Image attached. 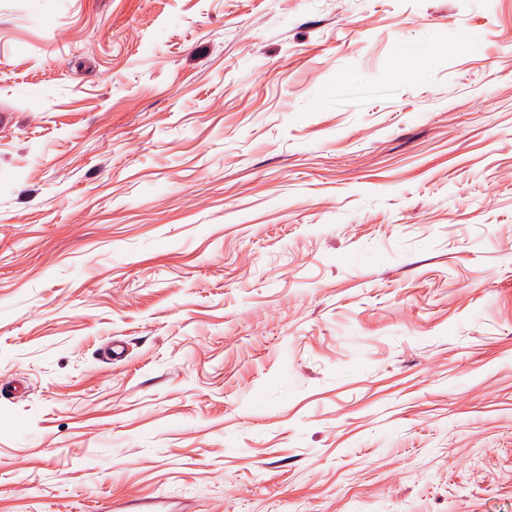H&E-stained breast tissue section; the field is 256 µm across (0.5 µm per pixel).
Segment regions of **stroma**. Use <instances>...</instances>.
<instances>
[{
  "instance_id": "obj_1",
  "label": "stroma",
  "mask_w": 512,
  "mask_h": 512,
  "mask_svg": "<svg viewBox=\"0 0 512 512\" xmlns=\"http://www.w3.org/2000/svg\"><path fill=\"white\" fill-rule=\"evenodd\" d=\"M115 499L512 512V0H0V512Z\"/></svg>"
}]
</instances>
